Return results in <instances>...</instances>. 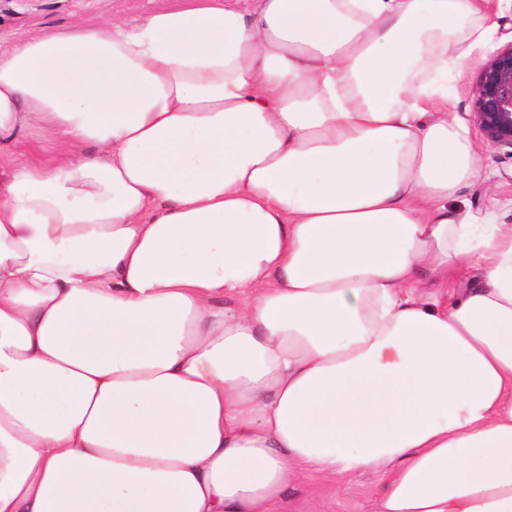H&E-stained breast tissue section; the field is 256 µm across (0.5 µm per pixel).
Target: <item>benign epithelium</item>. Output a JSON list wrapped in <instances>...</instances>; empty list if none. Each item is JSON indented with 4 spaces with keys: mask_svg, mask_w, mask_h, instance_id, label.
<instances>
[{
    "mask_svg": "<svg viewBox=\"0 0 512 512\" xmlns=\"http://www.w3.org/2000/svg\"><path fill=\"white\" fill-rule=\"evenodd\" d=\"M469 121L490 148L512 155V41L497 46L482 64Z\"/></svg>",
    "mask_w": 512,
    "mask_h": 512,
    "instance_id": "obj_1",
    "label": "benign epithelium"
}]
</instances>
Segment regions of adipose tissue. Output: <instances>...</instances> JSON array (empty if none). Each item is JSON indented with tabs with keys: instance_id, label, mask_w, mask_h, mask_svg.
Returning <instances> with one entry per match:
<instances>
[{
	"instance_id": "ef3b65f1",
	"label": "adipose tissue",
	"mask_w": 512,
	"mask_h": 512,
	"mask_svg": "<svg viewBox=\"0 0 512 512\" xmlns=\"http://www.w3.org/2000/svg\"><path fill=\"white\" fill-rule=\"evenodd\" d=\"M477 0H186L0 45V512H512ZM98 145L88 155L86 144ZM31 148L35 149L40 156L49 158L55 154L57 145L52 139L43 137L36 131L30 130L21 138L20 144L13 149L11 155L1 156V163L7 160H13L15 162L24 161ZM378 475L365 472L343 488L306 478L288 488L280 512H369Z\"/></svg>"
}]
</instances>
